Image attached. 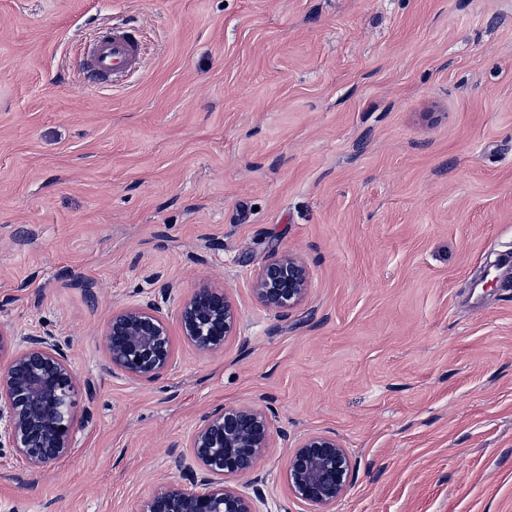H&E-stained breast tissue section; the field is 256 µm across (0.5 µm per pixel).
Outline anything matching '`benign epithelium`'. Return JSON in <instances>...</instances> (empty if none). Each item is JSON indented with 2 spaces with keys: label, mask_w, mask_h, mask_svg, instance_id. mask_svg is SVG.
I'll list each match as a JSON object with an SVG mask.
<instances>
[{
  "label": "benign epithelium",
  "mask_w": 512,
  "mask_h": 512,
  "mask_svg": "<svg viewBox=\"0 0 512 512\" xmlns=\"http://www.w3.org/2000/svg\"><path fill=\"white\" fill-rule=\"evenodd\" d=\"M309 283L306 264L285 252L260 269L253 292L263 306L284 316L304 301ZM176 321L183 341L203 355L224 350L239 327L228 289L207 283L181 303ZM102 345L112 372L134 381L154 382L173 365L168 316L154 299L113 312ZM65 346L50 329L21 336L0 322V454L9 451L31 473L70 452L77 399L82 394L93 399L91 383L75 374ZM276 435L288 440L287 434L274 433L271 414L251 406L203 415L186 443L197 468L184 467L187 452L173 454L181 480L158 483L139 512H262L264 480L256 468ZM350 468V455L336 438L308 435L288 453V491L325 512L344 494ZM249 475L252 491L232 485Z\"/></svg>",
  "instance_id": "obj_1"
}]
</instances>
